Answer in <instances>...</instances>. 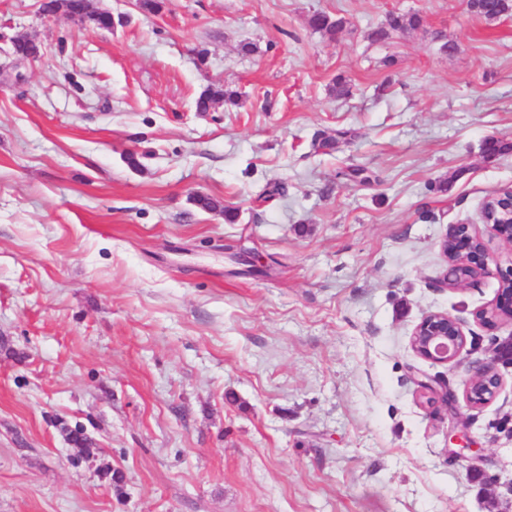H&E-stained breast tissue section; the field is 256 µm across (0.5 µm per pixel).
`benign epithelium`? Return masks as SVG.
Here are the masks:
<instances>
[{"label":"benign epithelium","instance_id":"1","mask_svg":"<svg viewBox=\"0 0 512 512\" xmlns=\"http://www.w3.org/2000/svg\"><path fill=\"white\" fill-rule=\"evenodd\" d=\"M481 223L487 226L501 242L512 245V189L488 197L480 211ZM440 248L446 258V272L437 278L442 288H464L474 280L491 274L492 259L476 225L461 223L448 225V234ZM501 288L495 301L475 312V319L495 328L512 323V267L499 272ZM466 334L459 319L446 313H426L414 327L411 347L423 359L434 363H458L466 352ZM512 365V333L494 338L491 357L468 367V378L463 394L468 405L479 409L494 398L501 387L498 365ZM428 403L437 401L450 408L455 401L448 384L436 387L427 381L419 382Z\"/></svg>","mask_w":512,"mask_h":512}]
</instances>
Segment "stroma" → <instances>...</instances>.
Returning <instances> with one entry per match:
<instances>
[{
	"instance_id": "obj_1",
	"label": "stroma",
	"mask_w": 512,
	"mask_h": 512,
	"mask_svg": "<svg viewBox=\"0 0 512 512\" xmlns=\"http://www.w3.org/2000/svg\"><path fill=\"white\" fill-rule=\"evenodd\" d=\"M91 6L125 25L0 0V512H512V367L482 408L461 396L469 363L512 332L473 316L499 279L436 284L456 222L512 266L479 224L512 189V151L485 153L512 141V15L465 0ZM318 12L345 29H312ZM392 13L423 24L374 40ZM17 35L41 59L15 57ZM212 82L237 104L196 111ZM430 311L462 322L463 362L413 352ZM422 380L447 382L453 410L428 406ZM75 426L92 454L67 442ZM454 428L475 462L449 453ZM470 9L487 21H496L512 13L511 0H469Z\"/></svg>"
}]
</instances>
